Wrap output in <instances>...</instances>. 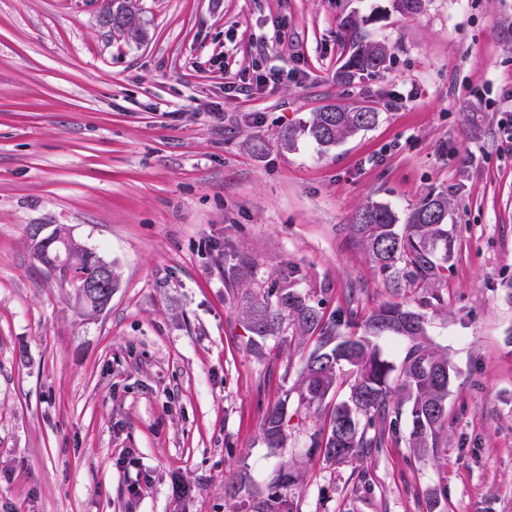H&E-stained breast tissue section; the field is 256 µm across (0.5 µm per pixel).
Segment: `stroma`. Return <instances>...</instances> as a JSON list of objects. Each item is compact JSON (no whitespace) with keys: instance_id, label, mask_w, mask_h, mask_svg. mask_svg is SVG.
Here are the masks:
<instances>
[{"instance_id":"obj_1","label":"stroma","mask_w":512,"mask_h":512,"mask_svg":"<svg viewBox=\"0 0 512 512\" xmlns=\"http://www.w3.org/2000/svg\"><path fill=\"white\" fill-rule=\"evenodd\" d=\"M106 0H0V512H236L224 481L264 494L283 460L297 512H512V0H135L141 42ZM389 49L338 72L341 27ZM280 81L242 95L257 70ZM328 104L372 129L325 148L280 140ZM445 191L456 249L435 306L391 293L348 230L362 205L405 214ZM62 226L111 264L84 316L28 228ZM287 281L327 313L395 300L448 355L438 448L401 442L326 462L294 384L308 347L256 358L224 262ZM288 403V445L262 437Z\"/></svg>"}]
</instances>
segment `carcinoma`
<instances>
[{"instance_id": "obj_1", "label": "carcinoma", "mask_w": 512, "mask_h": 512, "mask_svg": "<svg viewBox=\"0 0 512 512\" xmlns=\"http://www.w3.org/2000/svg\"><path fill=\"white\" fill-rule=\"evenodd\" d=\"M102 17L112 18V29L139 41L144 36L132 0H108ZM343 27L350 32L349 56L340 76L353 79L375 74L385 66L388 49L362 42L356 23L347 18ZM379 113L370 106L347 109L327 105L312 113L299 131L282 135L283 145H294L296 134L305 135L321 146H335L360 131L372 128ZM448 194L428 192L405 217L388 206L368 202L349 225L351 235L361 244L387 285L391 288H419L430 293L424 301H440L432 290L447 277L448 262L454 258L455 240L448 224ZM72 272L59 269L60 279L77 287L94 279L99 256L82 249L72 257ZM253 263L239 255L229 268L235 280L252 273ZM250 337V349L257 357L288 344V338L312 342L299 371L296 390L301 405L320 407L343 384L347 400L324 414L323 423L310 436V447L326 461L341 462L360 455L365 448H379L385 431L397 433L399 406L410 404L411 431L407 445L423 458L434 448L448 420L447 402L451 369L446 354L429 343L424 315L399 302H386L366 316L351 311L347 316H326L321 304L295 289L276 282L268 287L230 288ZM398 338L405 342L400 366L382 355L379 342ZM263 438L267 447L281 450L288 443V407L279 402L266 410ZM298 480L284 462L271 482L272 492L255 499L251 476L240 472L224 481V497L236 500L247 512H294L288 488Z\"/></svg>"}]
</instances>
